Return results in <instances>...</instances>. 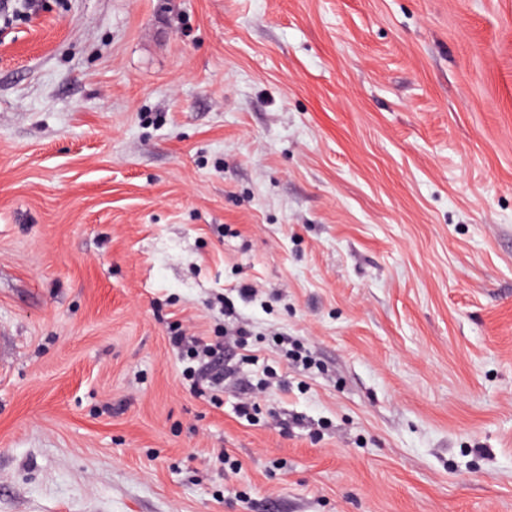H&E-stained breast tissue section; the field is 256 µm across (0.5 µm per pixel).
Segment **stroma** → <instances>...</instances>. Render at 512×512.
<instances>
[{
    "label": "stroma",
    "mask_w": 512,
    "mask_h": 512,
    "mask_svg": "<svg viewBox=\"0 0 512 512\" xmlns=\"http://www.w3.org/2000/svg\"><path fill=\"white\" fill-rule=\"evenodd\" d=\"M44 2L0 34V512H512V0ZM239 321L190 385L170 336Z\"/></svg>",
    "instance_id": "stroma-1"
}]
</instances>
